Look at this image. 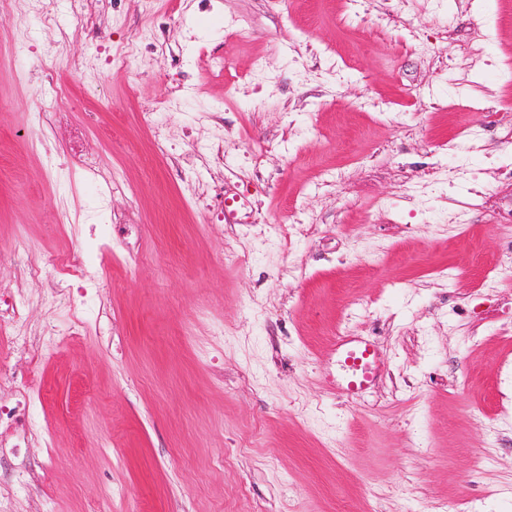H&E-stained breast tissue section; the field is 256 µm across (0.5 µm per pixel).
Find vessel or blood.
<instances>
[{
  "label": "vessel or blood",
  "instance_id": "obj_1",
  "mask_svg": "<svg viewBox=\"0 0 512 512\" xmlns=\"http://www.w3.org/2000/svg\"><path fill=\"white\" fill-rule=\"evenodd\" d=\"M380 361L375 346L368 340L345 336L336 341V377L333 385L337 392L357 397L376 381Z\"/></svg>",
  "mask_w": 512,
  "mask_h": 512
}]
</instances>
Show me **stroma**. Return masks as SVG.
Segmentation results:
<instances>
[{"label":"stroma","instance_id":"stroma-1","mask_svg":"<svg viewBox=\"0 0 512 512\" xmlns=\"http://www.w3.org/2000/svg\"><path fill=\"white\" fill-rule=\"evenodd\" d=\"M76 147L94 172L46 165ZM78 224L103 288L4 346L10 512H512V0L0 9V251ZM340 336L381 359L358 398ZM380 361L375 346L364 338L340 337L336 340V391L358 397L376 381ZM32 409L27 391L23 389L16 390L13 400L9 404H3L0 401V429H13L15 440L9 442L3 437L0 440V454L16 453L18 448H24L23 445L28 441L32 434Z\"/></svg>","mask_w":512,"mask_h":512}]
</instances>
